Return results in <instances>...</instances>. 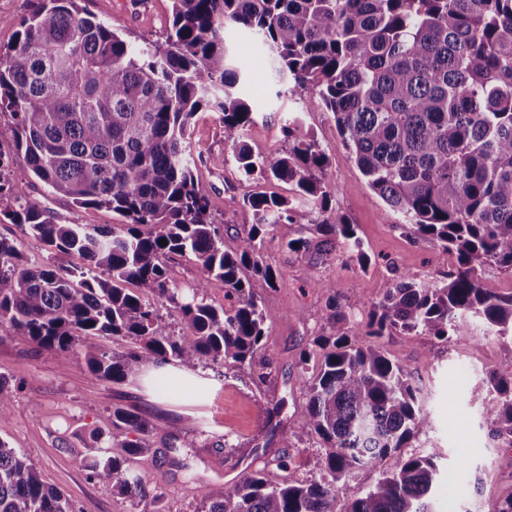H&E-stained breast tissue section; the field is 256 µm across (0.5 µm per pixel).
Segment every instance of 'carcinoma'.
Instances as JSON below:
<instances>
[{"instance_id": "cac0c4a2", "label": "carcinoma", "mask_w": 512, "mask_h": 512, "mask_svg": "<svg viewBox=\"0 0 512 512\" xmlns=\"http://www.w3.org/2000/svg\"><path fill=\"white\" fill-rule=\"evenodd\" d=\"M161 41L138 44L82 15L77 0H45L0 50V115L9 114L25 170L79 208L102 207L125 224H60L36 205L0 216L78 259L32 266L0 237V326L17 340L84 359L90 373L119 384L141 363L194 371L210 362L242 365L265 337L263 290L278 274L264 263L276 224L312 226L320 243L361 248L355 225L332 215L333 186L316 139L297 120L282 127L288 150L272 162L242 141L253 121L237 85L247 67L227 50L225 31L246 30L274 53L295 91L320 98L368 186L417 233L455 256L445 280L401 277L371 306L365 328L333 326L315 342L318 365L303 369L304 415L283 447L303 436L321 444L319 475L272 483L246 472L205 489L204 512H435L437 455L420 451L342 502L351 475L374 469L430 428L405 369L371 337L399 330L440 339L471 321L512 336V294L482 284L489 266L512 269V0H171ZM219 114L242 177L284 183L306 200L256 191L239 250H224L221 225L192 171L191 127ZM165 239L162 245L159 240ZM192 255L202 282L172 286L164 260ZM224 282L229 307L201 294ZM181 311L178 335L156 303ZM130 343L107 350L100 340ZM12 395L0 377V422ZM495 435L512 441V373L471 390ZM118 433L89 449L94 477L129 498L146 496L130 468L149 455V425L112 413ZM139 434L136 439L128 434ZM0 512H74L20 451L0 440Z\"/></svg>"}]
</instances>
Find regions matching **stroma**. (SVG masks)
Returning a JSON list of instances; mask_svg holds the SVG:
<instances>
[{
    "label": "stroma",
    "mask_w": 512,
    "mask_h": 512,
    "mask_svg": "<svg viewBox=\"0 0 512 512\" xmlns=\"http://www.w3.org/2000/svg\"><path fill=\"white\" fill-rule=\"evenodd\" d=\"M82 7L138 42L162 38L170 15L169 0H83ZM226 42L234 56L252 66L249 87L259 96L244 142L255 155L275 160L288 148L282 127L288 115H296L327 158L323 177L335 189L332 207L357 225L362 248L354 250L340 240L327 253L293 252L286 247L288 239L314 237V229L275 225L263 249L265 263L279 273L275 287L263 295L266 337L252 361L241 367L216 363L193 372L148 369L113 384L93 377L84 359L63 358L11 339L9 329L0 327V377L13 391L0 439L23 452L42 481L69 499L75 512H153L157 507L199 512L205 488L234 483L246 470L262 472L272 482L291 475L314 478L318 440L306 437L285 449L266 425L267 409L279 401L283 417L294 421L303 416V353L313 349L318 337L330 335L333 315H342L345 330L361 328L368 304L382 300L398 277L432 284L443 280L455 262L436 240L386 217L383 201L342 146L332 113L316 97L293 93L265 45L240 30L228 32ZM191 142L193 170L222 226L224 248L238 250L254 222L244 199L257 186L239 173L216 113L197 115ZM0 155L9 158L23 199L53 211L61 222L121 223L112 210L75 208L43 182L22 176L24 161L4 116ZM315 278L327 281L328 289L311 287ZM377 344L406 369L430 416V429L409 441V451H434L443 475L456 478L455 485L439 486L438 512H496L499 500L512 494V447L492 433L470 391L489 373L512 372V336L485 335L483 326L473 322L447 342L424 332L406 336L395 331ZM118 408L134 411L151 427L153 452L138 461L137 469L148 490L161 492L160 502L113 493L111 483L93 477L85 464L94 434L111 439L112 412ZM281 454L291 458L292 470L277 466Z\"/></svg>",
    "instance_id": "stroma-1"
}]
</instances>
